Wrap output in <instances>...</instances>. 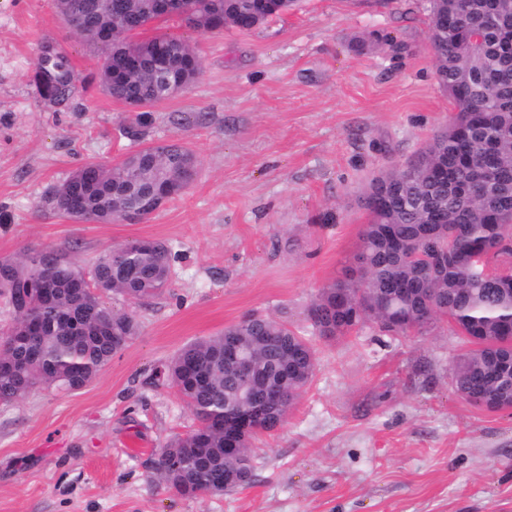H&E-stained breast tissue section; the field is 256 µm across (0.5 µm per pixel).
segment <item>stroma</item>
<instances>
[{
	"label": "stroma",
	"instance_id": "1",
	"mask_svg": "<svg viewBox=\"0 0 512 512\" xmlns=\"http://www.w3.org/2000/svg\"><path fill=\"white\" fill-rule=\"evenodd\" d=\"M429 17V0H298L248 31L154 23L149 35L186 40L202 70L131 137L132 111L102 92L97 53L54 0H0V257L49 245L87 270L143 239L179 255L154 299L105 295L138 330L93 382L0 404V512H512V410L455 392L464 346L443 321L400 339L370 324L314 338V378L259 438L250 486L181 498L151 469L195 426L175 388L148 383L151 369L251 313L308 328L358 249L371 179L450 120ZM47 39L87 80L79 106L36 93ZM163 141L193 150L199 175L147 219L76 223L47 204L86 163Z\"/></svg>",
	"mask_w": 512,
	"mask_h": 512
}]
</instances>
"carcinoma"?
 <instances>
[{"label":"carcinoma","mask_w":512,"mask_h":512,"mask_svg":"<svg viewBox=\"0 0 512 512\" xmlns=\"http://www.w3.org/2000/svg\"><path fill=\"white\" fill-rule=\"evenodd\" d=\"M164 2L159 9L157 0H109L105 10L99 0H55L64 23L102 53V91L134 109L163 100L160 84L184 76L177 67L160 74L157 54L177 62L193 52L179 38L143 36L151 24L178 17L207 34L221 32L214 21L222 19L243 30L247 18L256 27L295 0H195L190 18L183 0ZM103 29L112 32L107 45L98 41ZM430 44L453 115L405 167L372 180L370 190L385 189L387 196L368 211L359 236L355 258H366L367 271L321 289L311 308L320 318L311 328L340 338L371 322L383 333L409 336L445 320L455 334L481 341L455 360L456 393L477 407L512 409V351L499 347L512 336V2L498 13L491 0H431ZM33 81L38 94H51L59 105L79 93V73L50 41L39 48ZM187 168L198 169L192 150L156 145L117 166L85 164L50 192L49 201L73 221L119 222L130 205H144ZM492 256L503 261L492 266ZM176 259L169 245L144 247L139 240L105 249L88 272L50 246L1 259L0 295L16 319L0 332V402L41 386L79 390L89 384L136 333L133 318L103 295L130 303L152 299L171 284ZM86 277L94 291L72 288ZM45 280L52 285L48 301L35 294ZM27 317L45 324L41 335H14ZM226 338L236 340L259 370L274 362L288 366V402L271 408L267 422L242 439L224 421L236 408L249 409L238 396L243 379L224 365ZM315 370V350L303 331L258 313L218 336L184 344L152 370L149 382L176 388L197 425L159 449L155 473L175 495L220 496L224 474L239 472L246 461V477L233 487L250 485L257 464L252 441L279 430Z\"/></svg>","instance_id":"1"}]
</instances>
